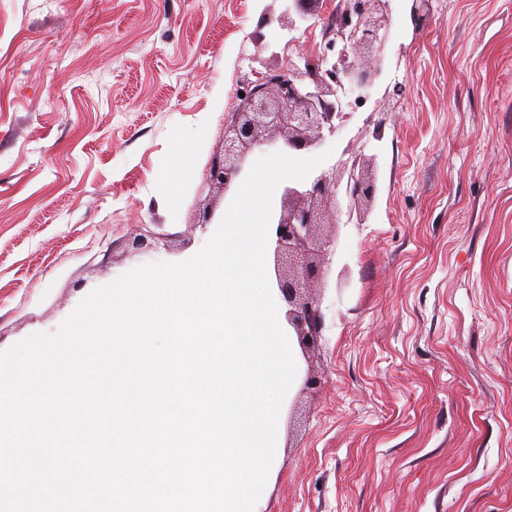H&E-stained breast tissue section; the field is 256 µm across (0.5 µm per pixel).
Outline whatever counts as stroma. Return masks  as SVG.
Returning a JSON list of instances; mask_svg holds the SVG:
<instances>
[{
    "label": "stroma",
    "instance_id": "stroma-1",
    "mask_svg": "<svg viewBox=\"0 0 512 512\" xmlns=\"http://www.w3.org/2000/svg\"><path fill=\"white\" fill-rule=\"evenodd\" d=\"M389 5L375 93L408 91L329 143L378 192L326 229L318 383L284 397L264 512H512V0ZM287 6L0 0V353L204 247L244 80L299 60Z\"/></svg>",
    "mask_w": 512,
    "mask_h": 512
}]
</instances>
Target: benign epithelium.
<instances>
[{
  "label": "benign epithelium",
  "mask_w": 512,
  "mask_h": 512,
  "mask_svg": "<svg viewBox=\"0 0 512 512\" xmlns=\"http://www.w3.org/2000/svg\"><path fill=\"white\" fill-rule=\"evenodd\" d=\"M337 38L354 51L337 60L270 70L244 86V97L224 122V144L209 164L208 178L226 194L247 174L246 158L256 148L309 152L323 146L346 118L336 112L341 80L371 90L383 69L390 18L385 0H343ZM345 185L347 222H365L376 194V161L364 155L312 171L300 182L283 183L271 212L276 288L288 306L291 335L303 352L315 348L324 319L312 290L325 282L324 256L333 240L322 229L336 225V196Z\"/></svg>",
  "instance_id": "1"
}]
</instances>
